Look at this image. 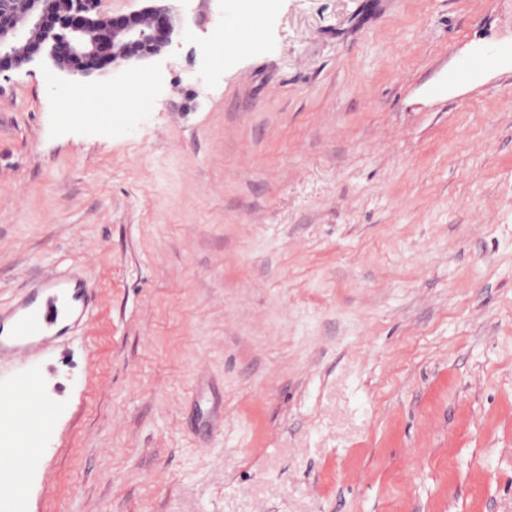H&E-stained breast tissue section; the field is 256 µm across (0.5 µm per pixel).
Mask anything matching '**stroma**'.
Listing matches in <instances>:
<instances>
[{
	"label": "stroma",
	"mask_w": 512,
	"mask_h": 512,
	"mask_svg": "<svg viewBox=\"0 0 512 512\" xmlns=\"http://www.w3.org/2000/svg\"><path fill=\"white\" fill-rule=\"evenodd\" d=\"M175 6L89 78L136 107L0 75V304L95 292L0 359L51 412L29 512H512V0ZM150 83L151 78L148 73L144 71H135L129 83L131 93L119 101L113 99H102L99 101V107L102 109L125 108L138 98L140 92L146 91Z\"/></svg>",
	"instance_id": "1"
}]
</instances>
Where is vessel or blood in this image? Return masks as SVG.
<instances>
[{
    "mask_svg": "<svg viewBox=\"0 0 512 512\" xmlns=\"http://www.w3.org/2000/svg\"><path fill=\"white\" fill-rule=\"evenodd\" d=\"M85 315L81 284L61 273L43 276L14 303L0 306V353L27 359L52 338L63 335L68 321L83 320ZM36 390L37 383L31 378L12 386L13 397L21 404L0 424V433L39 439L47 425L45 410L26 403Z\"/></svg>",
    "mask_w": 512,
    "mask_h": 512,
    "instance_id": "vessel-or-blood-1",
    "label": "vessel or blood"
}]
</instances>
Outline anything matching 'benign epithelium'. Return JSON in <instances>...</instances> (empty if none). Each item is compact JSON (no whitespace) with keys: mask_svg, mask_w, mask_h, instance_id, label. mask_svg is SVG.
Wrapping results in <instances>:
<instances>
[{"mask_svg":"<svg viewBox=\"0 0 512 512\" xmlns=\"http://www.w3.org/2000/svg\"><path fill=\"white\" fill-rule=\"evenodd\" d=\"M181 30L168 4L105 15L97 0H68L65 7L47 0H0V74L19 69L43 51L64 72L86 77L131 60L159 55Z\"/></svg>","mask_w":512,"mask_h":512,"instance_id":"7a95c632","label":"benign epithelium"}]
</instances>
